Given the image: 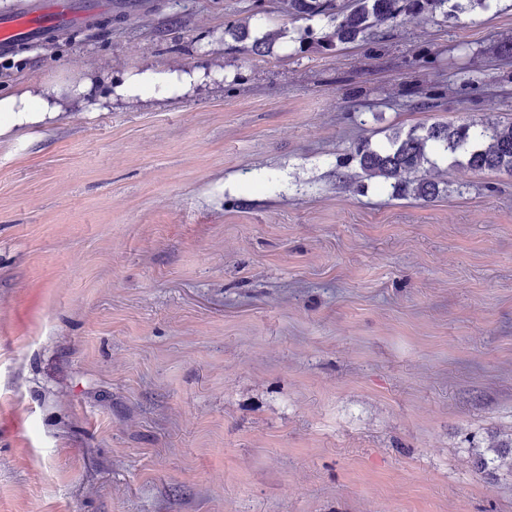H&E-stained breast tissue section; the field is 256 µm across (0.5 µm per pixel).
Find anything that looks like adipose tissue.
<instances>
[{
  "instance_id": "obj_1",
  "label": "adipose tissue",
  "mask_w": 512,
  "mask_h": 512,
  "mask_svg": "<svg viewBox=\"0 0 512 512\" xmlns=\"http://www.w3.org/2000/svg\"><path fill=\"white\" fill-rule=\"evenodd\" d=\"M199 71L146 70L122 79L111 71L75 69L0 93V137L54 119L64 108L104 112L113 101L172 100L190 93L201 80Z\"/></svg>"
}]
</instances>
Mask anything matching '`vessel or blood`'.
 <instances>
[{
  "label": "vessel or blood",
  "instance_id": "vessel-or-blood-1",
  "mask_svg": "<svg viewBox=\"0 0 512 512\" xmlns=\"http://www.w3.org/2000/svg\"><path fill=\"white\" fill-rule=\"evenodd\" d=\"M115 6V0H20L14 13L0 17V55L87 26Z\"/></svg>",
  "mask_w": 512,
  "mask_h": 512
}]
</instances>
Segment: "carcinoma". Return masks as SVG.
Here are the masks:
<instances>
[{
	"mask_svg": "<svg viewBox=\"0 0 512 512\" xmlns=\"http://www.w3.org/2000/svg\"><path fill=\"white\" fill-rule=\"evenodd\" d=\"M491 0H282L284 11L295 19L326 17L332 31L317 37L307 26L296 32L292 41L299 49L315 43L325 50L366 41L382 29L401 23L457 16L475 8H490ZM451 160L474 171H499L512 174V120L496 122L470 119L460 123H435L407 133L393 134L388 145L358 144L351 160L368 178L392 181L393 195L400 198L431 200L440 194L437 160ZM512 460V440H498L477 447L473 459L477 471L492 476L502 460Z\"/></svg>",
	"mask_w": 512,
	"mask_h": 512,
	"instance_id": "cac0c4a2",
	"label": "carcinoma"
}]
</instances>
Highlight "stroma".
Wrapping results in <instances>:
<instances>
[{
  "label": "stroma",
  "instance_id": "stroma-1",
  "mask_svg": "<svg viewBox=\"0 0 512 512\" xmlns=\"http://www.w3.org/2000/svg\"><path fill=\"white\" fill-rule=\"evenodd\" d=\"M280 0H136L0 58L209 81L0 137V512H512V175L424 201L362 140L512 117V0L335 51ZM442 85L430 112L419 90ZM506 458L512 462V437L510 441L498 440L486 447H475L473 453L477 471L485 476H493Z\"/></svg>",
  "mask_w": 512,
  "mask_h": 512
}]
</instances>
